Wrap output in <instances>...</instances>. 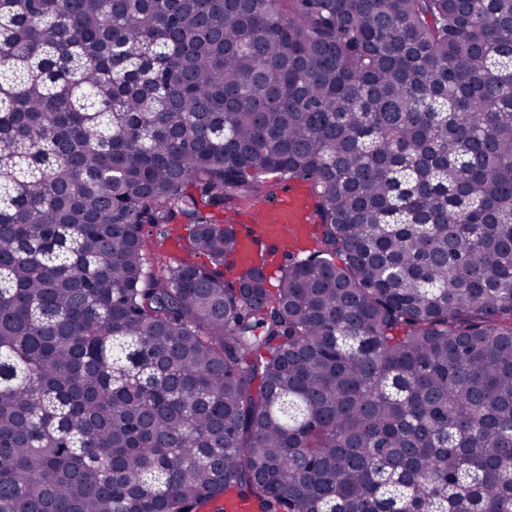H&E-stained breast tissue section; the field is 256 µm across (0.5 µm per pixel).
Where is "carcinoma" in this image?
<instances>
[{
    "instance_id": "carcinoma-1",
    "label": "carcinoma",
    "mask_w": 512,
    "mask_h": 512,
    "mask_svg": "<svg viewBox=\"0 0 512 512\" xmlns=\"http://www.w3.org/2000/svg\"><path fill=\"white\" fill-rule=\"evenodd\" d=\"M226 492L512 512V0H0V512ZM292 185L303 186L309 192L306 183L287 181L284 190L278 193L273 204L266 203L272 206L263 208L255 214L253 222L256 224H247L259 225L266 246L278 252L286 239L294 240L307 236L310 229L312 211L306 196L294 191L284 195ZM278 201L279 203L274 205ZM152 235L147 237L148 252L154 260L163 261L171 266H176L185 259L190 258V226L185 221L177 224H169L166 228V238L160 248H155V229L149 228ZM171 241L175 246H171Z\"/></svg>"
}]
</instances>
